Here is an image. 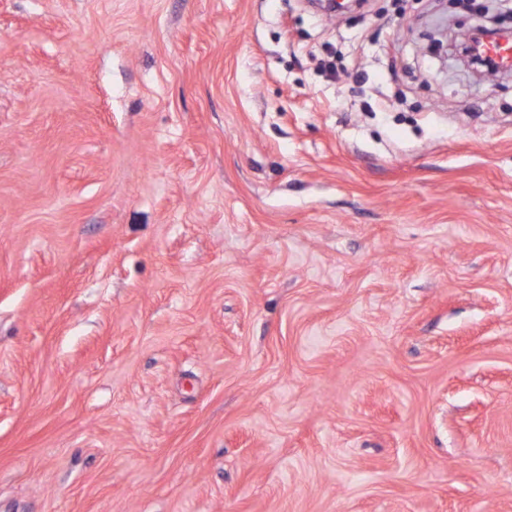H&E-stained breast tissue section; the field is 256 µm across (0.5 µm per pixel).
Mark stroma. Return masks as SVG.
Instances as JSON below:
<instances>
[{
    "instance_id": "1",
    "label": "stroma",
    "mask_w": 512,
    "mask_h": 512,
    "mask_svg": "<svg viewBox=\"0 0 512 512\" xmlns=\"http://www.w3.org/2000/svg\"><path fill=\"white\" fill-rule=\"evenodd\" d=\"M472 16L0 0V512H512Z\"/></svg>"
}]
</instances>
